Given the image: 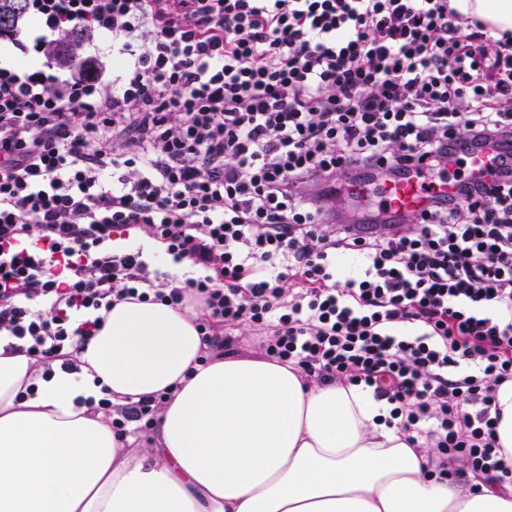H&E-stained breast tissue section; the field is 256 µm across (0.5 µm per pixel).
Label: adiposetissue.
<instances>
[{"instance_id":"adipose-tissue-1","label":"adipose tissue","mask_w":512,"mask_h":512,"mask_svg":"<svg viewBox=\"0 0 512 512\" xmlns=\"http://www.w3.org/2000/svg\"><path fill=\"white\" fill-rule=\"evenodd\" d=\"M494 38L512 0H451ZM193 306L122 301L81 354L42 378L0 343V512H512V483L457 491L392 406L318 386L254 353L201 364ZM166 394L146 440L120 441L83 399Z\"/></svg>"}]
</instances>
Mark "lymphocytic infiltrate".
I'll list each match as a JSON object with an SVG mask.
<instances>
[{
	"instance_id": "f902f5d3",
	"label": "lymphocytic infiltrate",
	"mask_w": 512,
	"mask_h": 512,
	"mask_svg": "<svg viewBox=\"0 0 512 512\" xmlns=\"http://www.w3.org/2000/svg\"><path fill=\"white\" fill-rule=\"evenodd\" d=\"M43 52L79 29L105 81L0 66V339L74 371L113 303H197L200 362L249 325L266 359L362 385L423 437L438 480L512 470L495 446L512 382V37L449 0H27ZM500 148V174L463 164ZM454 193L421 215L354 184ZM164 244L185 278L115 235ZM341 256L356 265L338 264ZM164 395L96 405L118 437Z\"/></svg>"
}]
</instances>
